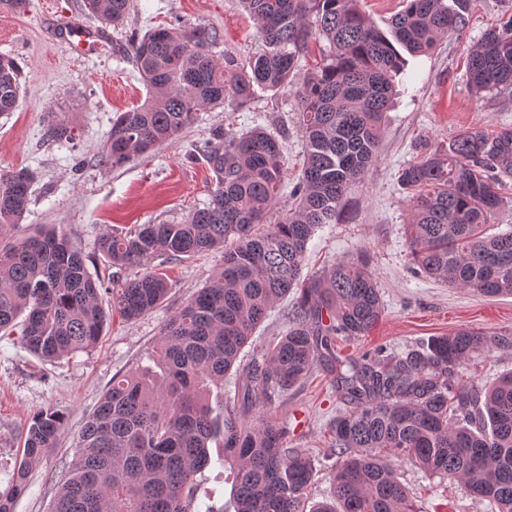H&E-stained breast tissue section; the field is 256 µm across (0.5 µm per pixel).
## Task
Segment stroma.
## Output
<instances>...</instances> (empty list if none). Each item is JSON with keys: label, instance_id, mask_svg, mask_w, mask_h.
<instances>
[{"label": "stroma", "instance_id": "1", "mask_svg": "<svg viewBox=\"0 0 512 512\" xmlns=\"http://www.w3.org/2000/svg\"><path fill=\"white\" fill-rule=\"evenodd\" d=\"M134 2L122 28L106 29L100 49L91 55L58 35L60 23L70 19L95 26L84 0H26L19 10L0 7V54L12 56L21 68L18 105L0 117V169L36 174L29 210L8 239L63 231L83 253L91 275L103 280L109 274L98 249L103 233L137 224H178L208 201L213 173L197 148L215 126L284 131L286 186L296 183L303 161L297 101L288 89L260 94L242 107L198 112L194 124L149 153L120 167L102 164L116 113L146 98V87L125 56L130 34L174 22L213 27L221 35L213 49L219 61L228 53L245 60L260 48L256 24L239 0ZM511 16L512 0H470L460 34L410 58L386 117L378 161L352 191L338 223L317 228L309 241L304 277L363 255L382 297L379 322L368 335L337 338V356L360 358L381 348L400 352L460 328L512 333V296L486 297L411 273L409 193L398 181L401 169L420 160L435 142L473 128H512V87L477 96L466 76L469 50L485 30ZM59 122L73 125V139L50 137V127ZM223 262L218 249L163 264L172 284L164 303L135 321L111 316L88 351L44 362L18 337H0V490L9 484L31 416L52 408L65 422L57 446L31 469L29 488L15 500L13 512H49L76 456V438L113 375L153 368L151 353L164 324L212 281ZM295 302L291 294L271 308L244 348L245 357L287 333ZM510 371L512 352H482L463 366L460 380L483 386ZM335 377L333 363L316 362L304 380L267 408L287 427L289 447L302 449L314 463L316 482L308 493L313 503L330 494L339 464L331 426L349 409ZM398 474L418 512H491L488 501L470 496L456 480L425 474L406 461L399 463Z\"/></svg>", "mask_w": 512, "mask_h": 512}]
</instances>
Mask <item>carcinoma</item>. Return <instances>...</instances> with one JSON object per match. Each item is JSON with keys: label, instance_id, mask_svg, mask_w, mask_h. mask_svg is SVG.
Returning a JSON list of instances; mask_svg holds the SVG:
<instances>
[{"label": "carcinoma", "instance_id": "carcinoma-1", "mask_svg": "<svg viewBox=\"0 0 512 512\" xmlns=\"http://www.w3.org/2000/svg\"><path fill=\"white\" fill-rule=\"evenodd\" d=\"M361 0H241L262 50L247 62L219 64L211 27L155 26L128 39L130 60L150 90L140 106L112 121L101 154L121 166L192 125L197 112L244 105L257 91L293 86L311 40H324L322 63L296 87V124L306 142L294 205L267 222L285 187L283 139L262 127H216L200 149L214 173L208 202L180 224H139L102 235L98 247L112 287L94 279L61 233L3 241L31 203L34 172L0 170V333L19 315L21 343L44 361L85 352L108 315L101 293L127 321L152 312L171 284L153 266L224 249L216 279L162 329L154 357L160 375L117 374L77 438L78 452L51 512H224L199 503L197 475L222 440L221 465L235 475L234 512H413L396 462L456 479L492 512H512V373L490 387L461 383L458 369L481 351L512 350V334L459 329L403 352L336 359V388L352 405L336 417L342 458L329 500L309 506L316 472L288 430L261 412L301 382L336 337L366 336L382 317V298L365 257L339 260L302 278L307 244L339 220L348 193L380 152L384 117L393 104L400 50L425 54L465 26L468 0H405L391 35L373 25ZM91 15L118 27L132 0H87ZM467 80L477 93L512 85V17L490 27L469 53ZM19 68L0 56V116L17 106ZM415 192L409 248L418 273L486 296L512 295V231L486 226L505 205L512 180V130L463 131L401 169ZM298 294L288 332L243 362L241 353L271 307ZM241 376L233 401L214 413L213 389L231 371ZM63 434L55 410L37 411L0 512L28 490V473Z\"/></svg>", "mask_w": 512, "mask_h": 512}]
</instances>
